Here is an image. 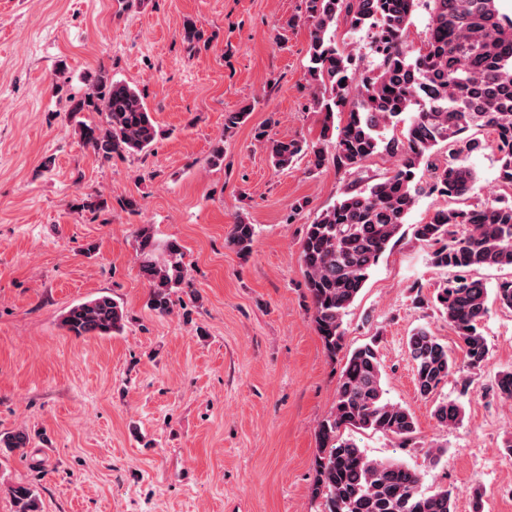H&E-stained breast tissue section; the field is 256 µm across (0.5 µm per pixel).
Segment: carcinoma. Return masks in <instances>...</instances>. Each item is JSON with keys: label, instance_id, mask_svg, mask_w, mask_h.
<instances>
[{"label": "carcinoma", "instance_id": "cac0c4a2", "mask_svg": "<svg viewBox=\"0 0 512 512\" xmlns=\"http://www.w3.org/2000/svg\"><path fill=\"white\" fill-rule=\"evenodd\" d=\"M427 40L407 43L416 0H306L311 22L308 65L304 79L313 102L325 113L319 138L276 139L261 130L272 163L284 169L300 156L316 167L332 160L340 169L360 166L384 153L395 160L391 175L363 188L350 186L333 205L307 225L301 261L314 307L315 330L331 356L342 349L343 319L389 244L400 235L408 215L424 193L464 201L476 180L465 160L484 149L472 129H490L498 153L500 182L512 185V18L504 21L497 0H430ZM350 29L373 32L368 51L359 58L339 48L334 38L338 20ZM183 43L194 48L203 38L197 22L184 20ZM72 112H98L99 123H80L82 142L102 158L141 153L157 137L155 121L142 96L129 84L100 68L85 78ZM251 106L229 112L228 133L246 122ZM412 115L406 131L389 136V128ZM341 128H336L335 123ZM338 130L336 141L330 131ZM448 147L450 161L435 168L423 185L417 171L429 164L434 150ZM332 153H327L326 147ZM413 236L433 247L432 263L455 271L435 289L434 306L460 340L467 367L481 368L489 355L482 332L488 314V289L469 275L481 268H512V203L496 200L480 208L448 207L428 221L412 225ZM254 225L243 218L231 226L228 243L249 251ZM140 270L148 282L147 306L160 315L173 310L172 296L185 278L184 252L176 241L159 243L150 225L136 231ZM500 305L512 310V279L495 289ZM124 310L110 295L71 306L62 326L84 338L110 337L121 331ZM414 380L423 398L434 395L455 363L431 330L420 327L407 338ZM491 389L512 400V370L497 372ZM437 424L452 428L464 418L454 400L437 402ZM381 432L413 445L416 421L411 411L386 397L376 342L346 357L336 401L316 430L317 450L312 499L321 512H453L452 491H420L422 475L395 460L372 459L343 429ZM31 437L24 430L0 433V455L25 452ZM13 512H42L39 489L30 483L7 487Z\"/></svg>", "mask_w": 512, "mask_h": 512}]
</instances>
